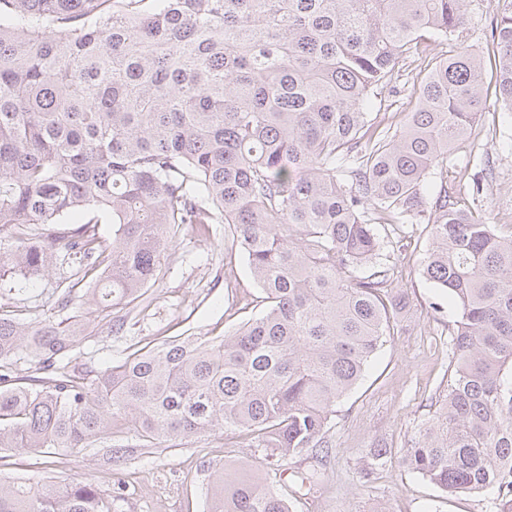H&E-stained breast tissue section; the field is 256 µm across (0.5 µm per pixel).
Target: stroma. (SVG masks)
Listing matches in <instances>:
<instances>
[{
	"label": "stroma",
	"instance_id": "stroma-1",
	"mask_svg": "<svg viewBox=\"0 0 512 512\" xmlns=\"http://www.w3.org/2000/svg\"><path fill=\"white\" fill-rule=\"evenodd\" d=\"M494 10L493 0H474L470 23L451 41L429 42L425 52L402 58L392 75L393 90L372 112V123L398 128L416 108L431 64L447 57L450 48L489 54ZM476 176L483 183L479 206L503 234L512 233V113L492 100L470 139L451 152L446 171L431 180L456 191ZM380 235L394 252L389 285L402 289L407 311L360 383L337 405L327 426L328 456L309 452L290 459L282 471L264 449L248 447L230 432L140 448L134 432L126 430L112 438L125 456L110 461L97 445L56 454L1 452L0 479L33 485L88 482L111 491L115 512H206L208 467L245 462L290 499L293 512H496V491L445 494L401 461V448L447 392L455 310L421 276L430 246L426 222L388 224ZM78 270L77 263H58L42 274L0 279V308L24 322L50 316L80 324L86 339L72 363L96 371L166 339L221 336L261 311L260 292L243 255L220 224L180 226L161 259L156 283L107 319L93 318L75 305L59 307V283ZM378 443L393 453L385 465L366 472V454ZM313 470L322 473V481L300 483V476Z\"/></svg>",
	"mask_w": 512,
	"mask_h": 512
}]
</instances>
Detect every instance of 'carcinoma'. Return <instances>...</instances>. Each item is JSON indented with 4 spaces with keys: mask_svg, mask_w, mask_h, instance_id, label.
I'll list each match as a JSON object with an SVG mask.
<instances>
[{
    "mask_svg": "<svg viewBox=\"0 0 512 512\" xmlns=\"http://www.w3.org/2000/svg\"><path fill=\"white\" fill-rule=\"evenodd\" d=\"M472 0H0V277L59 259L61 306L145 294L183 224H223L262 313L218 340L163 342L97 373L83 337L0 312V450L151 448L234 431L281 463L326 427L405 308L378 226L427 218L425 280L456 309L448 390L403 449L445 493L512 512V234L428 176L472 135L489 83L512 112V0L493 64L435 62L394 133L368 123L399 61L471 20ZM349 170V180L337 169ZM113 224L112 241L96 225ZM48 374L12 383L19 353ZM208 512H291L246 467L210 468ZM93 484L0 482V512H112Z\"/></svg>",
    "mask_w": 512,
    "mask_h": 512,
    "instance_id": "carcinoma-1",
    "label": "carcinoma"
}]
</instances>
